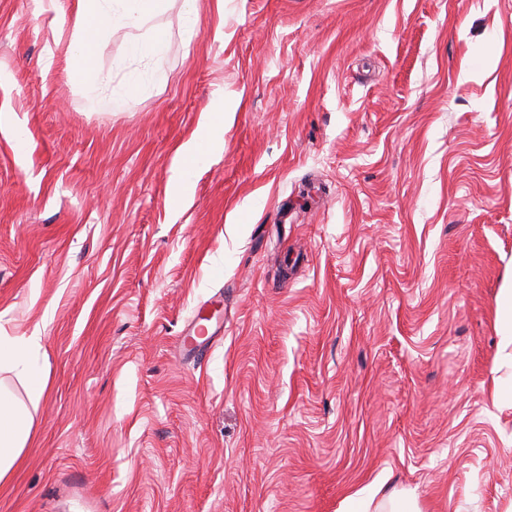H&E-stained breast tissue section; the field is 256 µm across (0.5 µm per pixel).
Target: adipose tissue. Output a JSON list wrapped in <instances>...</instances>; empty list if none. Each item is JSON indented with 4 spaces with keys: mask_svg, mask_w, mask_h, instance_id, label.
Here are the masks:
<instances>
[{
    "mask_svg": "<svg viewBox=\"0 0 512 512\" xmlns=\"http://www.w3.org/2000/svg\"><path fill=\"white\" fill-rule=\"evenodd\" d=\"M163 3L164 0H78L70 42L73 79L93 86L105 82V75L94 62L95 33L99 27H141L160 13ZM223 124V111L213 112L196 136L178 148L182 180H189L197 165L206 160L214 131ZM49 373L48 355L39 333L20 337L0 335V483L8 480L25 452ZM8 374L21 383L25 398H18L11 391L4 380Z\"/></svg>",
    "mask_w": 512,
    "mask_h": 512,
    "instance_id": "1",
    "label": "adipose tissue"
}]
</instances>
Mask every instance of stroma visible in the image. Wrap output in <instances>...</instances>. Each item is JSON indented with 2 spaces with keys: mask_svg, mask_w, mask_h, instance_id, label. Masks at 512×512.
Segmentation results:
<instances>
[{
  "mask_svg": "<svg viewBox=\"0 0 512 512\" xmlns=\"http://www.w3.org/2000/svg\"><path fill=\"white\" fill-rule=\"evenodd\" d=\"M75 8L0 0V333L50 364L0 512H512V0H169L98 90ZM166 44V33L157 30L148 41H132L129 44V52L134 56H149L159 54ZM224 110L213 112L204 122L196 136L180 146L176 157L180 165V177L186 182L192 176L197 165L209 156L214 142V131L224 124ZM203 319L193 318L187 324L182 336L179 337L178 348L188 357L203 354L214 342L218 329L210 333V324L202 323ZM380 489L369 494L368 496H362L354 499L352 510L354 512H398V511H408V512H421L417 507L411 510H395L392 494L388 497H382L377 504H374L375 498L378 495ZM389 508L390 510H387Z\"/></svg>",
  "mask_w": 512,
  "mask_h": 512,
  "instance_id": "stroma-1",
  "label": "stroma"
}]
</instances>
